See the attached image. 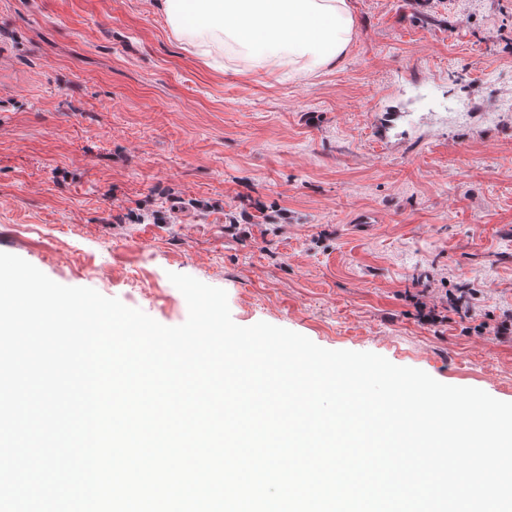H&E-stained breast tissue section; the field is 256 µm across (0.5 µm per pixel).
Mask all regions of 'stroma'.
<instances>
[{"label":"stroma","mask_w":512,"mask_h":512,"mask_svg":"<svg viewBox=\"0 0 512 512\" xmlns=\"http://www.w3.org/2000/svg\"><path fill=\"white\" fill-rule=\"evenodd\" d=\"M349 5L339 65L269 76L156 0H0V252L166 326L186 274L512 402V0Z\"/></svg>","instance_id":"stroma-1"}]
</instances>
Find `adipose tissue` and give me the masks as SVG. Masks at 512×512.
<instances>
[{
  "mask_svg": "<svg viewBox=\"0 0 512 512\" xmlns=\"http://www.w3.org/2000/svg\"><path fill=\"white\" fill-rule=\"evenodd\" d=\"M161 9L197 57L225 50L270 74L338 64L355 35L347 0H162Z\"/></svg>",
  "mask_w": 512,
  "mask_h": 512,
  "instance_id": "ef3b65f1",
  "label": "adipose tissue"
}]
</instances>
